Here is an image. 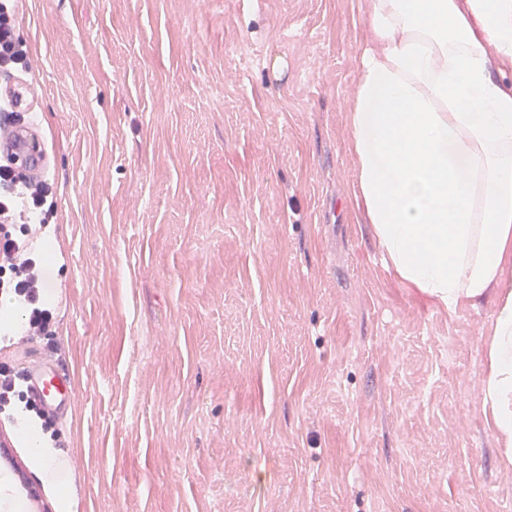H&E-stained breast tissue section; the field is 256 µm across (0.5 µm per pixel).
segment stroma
<instances>
[{"instance_id": "1", "label": "stroma", "mask_w": 512, "mask_h": 512, "mask_svg": "<svg viewBox=\"0 0 512 512\" xmlns=\"http://www.w3.org/2000/svg\"><path fill=\"white\" fill-rule=\"evenodd\" d=\"M54 213L40 242L76 386L58 512H512L479 396L493 297L405 287L356 197L360 0H19Z\"/></svg>"}]
</instances>
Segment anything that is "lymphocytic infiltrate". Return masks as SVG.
Here are the masks:
<instances>
[{
    "mask_svg": "<svg viewBox=\"0 0 512 512\" xmlns=\"http://www.w3.org/2000/svg\"><path fill=\"white\" fill-rule=\"evenodd\" d=\"M11 0H0V68L24 66L27 50L14 35ZM53 186L30 179L27 168L8 158L0 164V295L20 304L26 335L48 336L55 308L45 297L44 276L34 241L46 228Z\"/></svg>",
    "mask_w": 512,
    "mask_h": 512,
    "instance_id": "obj_1",
    "label": "lymphocytic infiltrate"
}]
</instances>
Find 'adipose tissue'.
Wrapping results in <instances>:
<instances>
[{
	"label": "adipose tissue",
	"mask_w": 512,
	"mask_h": 512,
	"mask_svg": "<svg viewBox=\"0 0 512 512\" xmlns=\"http://www.w3.org/2000/svg\"><path fill=\"white\" fill-rule=\"evenodd\" d=\"M349 114L387 266L449 314L494 293L481 398L512 470V0H362Z\"/></svg>",
	"instance_id": "obj_1"
}]
</instances>
